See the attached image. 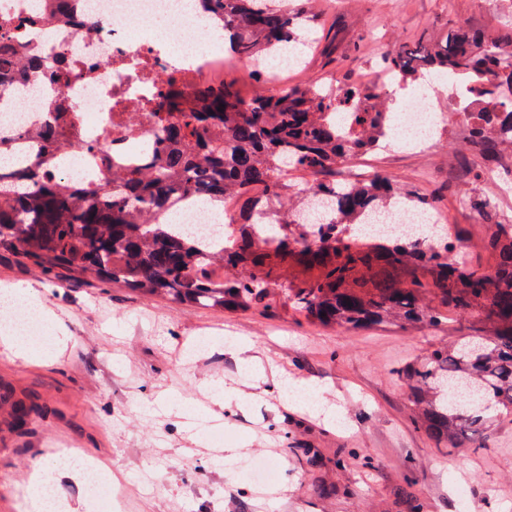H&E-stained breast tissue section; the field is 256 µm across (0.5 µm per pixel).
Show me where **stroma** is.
Returning a JSON list of instances; mask_svg holds the SVG:
<instances>
[{"mask_svg": "<svg viewBox=\"0 0 512 512\" xmlns=\"http://www.w3.org/2000/svg\"><path fill=\"white\" fill-rule=\"evenodd\" d=\"M451 0H319L322 28H335L331 62L313 57L294 82L314 76L335 82L367 78L368 59L414 34L444 28ZM366 31L364 57L349 45ZM457 142L444 129L430 147L394 146L359 159L357 173L378 171L403 183L426 172L429 189L447 192L448 154ZM440 221L459 235V255L482 267L486 225L440 200ZM20 284L49 306L71 339L55 358L47 347L22 359L0 351V381L39 398L52 410L23 434L0 433V512H17L16 497L45 444L74 434L104 461L113 488L138 483L126 512H408L396 494L411 486L421 512H512V423L488 430L486 447L442 451L415 429L397 365L448 343L447 325L339 332L308 321L281 294L270 309L212 310L143 299L120 285L59 283L32 265L0 255V288ZM236 336L257 362L239 366L224 350ZM300 390H325L334 426L323 411L302 413L277 403L278 379ZM226 390L220 402L207 392ZM222 421L224 441L201 428L197 413ZM300 448L317 449L326 464L308 467ZM350 453L331 464L336 450ZM251 454L270 457L281 480L258 494L243 466Z\"/></svg>", "mask_w": 512, "mask_h": 512, "instance_id": "1", "label": "stroma"}]
</instances>
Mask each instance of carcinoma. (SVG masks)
Segmentation results:
<instances>
[{
    "mask_svg": "<svg viewBox=\"0 0 512 512\" xmlns=\"http://www.w3.org/2000/svg\"><path fill=\"white\" fill-rule=\"evenodd\" d=\"M224 13L232 58L261 60L282 47L305 62L312 48L329 56L336 33H318L314 0H206ZM498 25L448 16L442 32L373 57L370 67L406 88L426 76H453L485 101L477 117L448 113L465 146L448 157V173L469 181L461 207L490 226L483 249L489 268L448 261L459 237L431 245L423 238L358 240L356 226L408 201L436 208L439 194L378 173L348 183L336 164L367 156L392 137L389 96L376 81L344 84L337 97L320 80L277 92L241 94L231 81L202 83L190 97L172 86L152 110L157 133L144 161L123 167L99 150L102 182L50 176L66 117L50 112L32 150L0 175V252L63 281L122 284L143 298L222 310L252 308L275 291L295 310L330 328L352 330L394 322L437 326L443 311L473 318L460 336L395 370L417 407L413 423L436 447L467 442L512 417V209L499 196L512 183V0H496ZM0 21V92L44 70L41 59L17 67L22 45ZM46 71V70H44ZM63 87L65 67L46 71ZM236 204L233 243L218 249L157 213L179 197ZM273 203L272 223L255 235L257 202ZM427 273L423 278L419 271ZM15 422L44 418L35 402L11 404Z\"/></svg>",
    "mask_w": 512,
    "mask_h": 512,
    "instance_id": "cac0c4a2",
    "label": "carcinoma"
}]
</instances>
